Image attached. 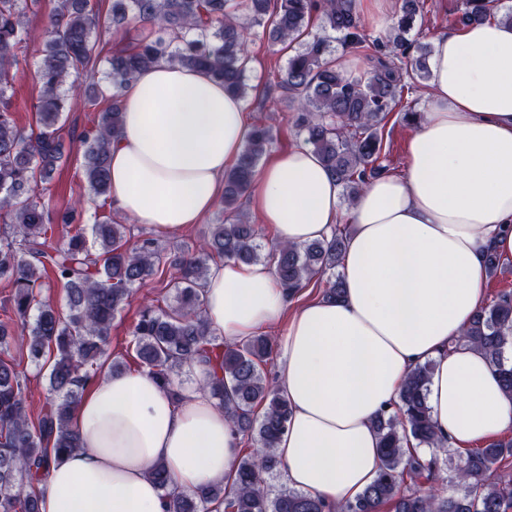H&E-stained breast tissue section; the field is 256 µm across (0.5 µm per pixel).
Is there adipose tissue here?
Returning <instances> with one entry per match:
<instances>
[{
	"instance_id": "adipose-tissue-1",
	"label": "adipose tissue",
	"mask_w": 512,
	"mask_h": 512,
	"mask_svg": "<svg viewBox=\"0 0 512 512\" xmlns=\"http://www.w3.org/2000/svg\"><path fill=\"white\" fill-rule=\"evenodd\" d=\"M432 95L413 123L402 174L371 179L354 201L340 299L293 303L271 265H212L203 315L240 341L275 326V385L291 407L276 450L288 487L336 505L376 479L378 413L430 362L427 402L449 447L466 451L512 427V398L479 350L452 347L484 304L486 256L512 257V24L437 37ZM110 198L136 223L173 235L213 208L250 131L241 99L206 72L159 63L123 86ZM253 208L275 245L330 237L340 188L305 145L257 174ZM172 397L145 370H104L75 414L82 447L50 456L40 512H165L148 477L231 487L241 438L195 367Z\"/></svg>"
}]
</instances>
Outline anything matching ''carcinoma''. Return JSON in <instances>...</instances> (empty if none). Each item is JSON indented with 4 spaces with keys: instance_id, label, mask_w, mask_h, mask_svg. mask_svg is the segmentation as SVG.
Masks as SVG:
<instances>
[{
    "instance_id": "cac0c4a2",
    "label": "carcinoma",
    "mask_w": 512,
    "mask_h": 512,
    "mask_svg": "<svg viewBox=\"0 0 512 512\" xmlns=\"http://www.w3.org/2000/svg\"><path fill=\"white\" fill-rule=\"evenodd\" d=\"M420 0H403L401 14L385 35L375 36L358 13L355 0H112V24L151 25L161 35L135 38L107 60L108 87L119 88L159 62L203 70L239 98L247 94V62L253 30L274 44L294 48L277 87L295 114L305 145L321 158L335 181L355 200L368 181L388 171L381 124L393 112L412 122L420 113L412 103L416 82L429 78V44L412 41L409 32L422 18ZM26 0H0V279L12 284L15 331L26 336L27 363L47 369L46 411L32 417L20 364L4 358L11 332L0 325V512H39L37 484L49 451L68 456L81 448L74 415L86 383L97 375L110 343L112 320L133 287L159 272L162 259L176 270V305L146 304L131 336L134 358L177 394L175 375L194 363L208 367L206 387L242 436L256 443L244 449L228 493L222 486L179 490L164 463L150 469L164 491L167 512H512V479L496 476L512 457V438L496 440L468 454L455 473L458 493L440 496L400 490L404 474L431 478L437 457L406 454L413 440L427 448L446 442L433 424L426 396L431 364L408 374L393 412L376 420L382 468L353 502L332 507L319 498L287 488L270 491L264 476L279 469L275 453L290 416L267 366L272 337L256 334L224 344L203 317V293L210 263L260 260L259 230L239 212L240 200L253 188L259 161L274 141L272 128L254 124L237 165L224 174L225 222L210 224L194 247L173 254L150 236L129 243L130 229L102 216L86 235L82 210L74 205L52 211L42 201L40 184L65 157L59 122L68 100L70 78L96 57L95 34L102 28L92 0H57L47 25L37 31L24 21ZM512 23V8L500 0H462L456 23L463 28L491 20ZM41 47L37 67L40 96L36 129L22 132L8 95L11 72L25 61L33 42ZM371 62L365 71L336 67L332 43ZM416 55L407 71L403 59ZM123 121L116 95L81 136L83 172L89 194L109 198V153ZM61 240L54 242L57 227ZM347 232L300 246L280 245L267 258L282 287L299 294L317 274H330L324 293L343 292L341 266ZM53 274L66 291L65 309L41 298L42 279ZM454 346L480 349L501 376L502 391L512 397V293L505 292L479 310ZM263 412L256 414V409Z\"/></svg>"
}]
</instances>
